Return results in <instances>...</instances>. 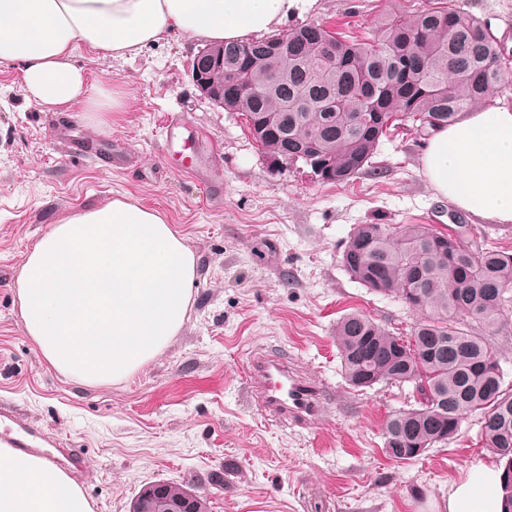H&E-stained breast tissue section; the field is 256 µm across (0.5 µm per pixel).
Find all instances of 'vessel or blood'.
Listing matches in <instances>:
<instances>
[{"label":"vessel or blood","instance_id":"b4317fda","mask_svg":"<svg viewBox=\"0 0 512 512\" xmlns=\"http://www.w3.org/2000/svg\"><path fill=\"white\" fill-rule=\"evenodd\" d=\"M249 374L265 413L279 421L306 424L322 403L320 388L304 382L277 357L252 359ZM47 438L41 427L14 411L0 408V446L40 454Z\"/></svg>","mask_w":512,"mask_h":512}]
</instances>
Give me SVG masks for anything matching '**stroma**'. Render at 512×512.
Listing matches in <instances>:
<instances>
[{
    "mask_svg": "<svg viewBox=\"0 0 512 512\" xmlns=\"http://www.w3.org/2000/svg\"><path fill=\"white\" fill-rule=\"evenodd\" d=\"M488 23L512 60V0H456ZM419 0H315L281 26L309 21L370 32L382 15ZM206 46L165 34L131 58L79 50L93 93L118 94L120 112L77 104L48 110L26 98L17 67L0 65V405L78 448L74 478L93 512H129L142 485L178 482L205 493L210 512H446L449 486L491 455L478 427L399 461L384 448L392 412L413 405L410 385L351 388L334 338L358 310L394 332L415 313L350 279L341 257L359 224H431L460 217L465 239L488 235L512 252V225L479 224L439 199L420 170L425 141L383 140L349 181L318 183L271 167L238 113L200 95L191 64ZM185 124L169 139L170 116ZM210 169L207 195L182 170ZM124 198L154 210L182 236L197 274L186 321L130 377L89 385L40 355L19 314L15 276L53 224ZM255 356H283L328 400L304 427L268 419L245 378Z\"/></svg>",
    "mask_w": 512,
    "mask_h": 512,
    "instance_id": "obj_1",
    "label": "stroma"
}]
</instances>
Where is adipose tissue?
<instances>
[{
  "mask_svg": "<svg viewBox=\"0 0 512 512\" xmlns=\"http://www.w3.org/2000/svg\"><path fill=\"white\" fill-rule=\"evenodd\" d=\"M314 0H0V64L19 66L46 108L100 107L75 63L79 48L115 58L162 35L214 42L270 32ZM439 197L483 222L512 224V110L470 112L420 157ZM196 257L156 211L116 198L78 210L31 246L16 284L26 332L60 373L119 381L183 326ZM503 469L476 461L448 489L447 512H501ZM0 512H91L62 470L0 447Z\"/></svg>",
  "mask_w": 512,
  "mask_h": 512,
  "instance_id": "adipose-tissue-1",
  "label": "adipose tissue"
}]
</instances>
